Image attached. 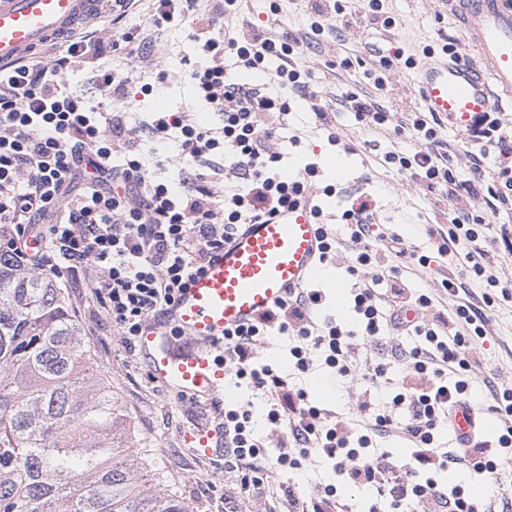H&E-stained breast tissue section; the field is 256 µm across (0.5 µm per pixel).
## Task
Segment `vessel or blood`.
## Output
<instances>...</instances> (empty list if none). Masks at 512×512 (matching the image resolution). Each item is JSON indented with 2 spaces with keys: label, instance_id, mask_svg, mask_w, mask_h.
I'll list each match as a JSON object with an SVG mask.
<instances>
[{
  "label": "vessel or blood",
  "instance_id": "1",
  "mask_svg": "<svg viewBox=\"0 0 512 512\" xmlns=\"http://www.w3.org/2000/svg\"><path fill=\"white\" fill-rule=\"evenodd\" d=\"M98 2L0 0V68L46 35L78 24ZM448 2L478 48L481 64L448 55L429 58L421 69V97L429 111L447 119L449 129L464 134L494 109L485 76L512 96V0ZM321 252L320 226L308 198L262 223L245 225L178 293L163 320L149 322L139 337L152 379L176 396L221 403L227 396L219 354L225 333L251 324L309 284L327 282ZM449 423L465 441L486 427L480 411L462 403L453 408ZM183 440L200 458L224 453V432L217 425L190 428Z\"/></svg>",
  "mask_w": 512,
  "mask_h": 512
}]
</instances>
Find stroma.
Segmentation results:
<instances>
[{"label": "stroma", "mask_w": 512, "mask_h": 512, "mask_svg": "<svg viewBox=\"0 0 512 512\" xmlns=\"http://www.w3.org/2000/svg\"><path fill=\"white\" fill-rule=\"evenodd\" d=\"M387 8L395 20L390 28L366 32L354 26L342 27L336 36L301 48L297 62L309 68L312 90L322 101L332 104L346 94L368 87L365 72L375 66L381 51L415 54L424 45L446 37L455 42L462 60L471 64L478 60V52L465 40L460 22L441 0H387ZM195 34L191 26L174 23L155 33L154 53L160 61L156 67L127 56L122 50L103 55L102 65L129 79L131 85L156 86L153 94L124 102V111L175 112L190 102V64L197 59ZM343 51L359 56L360 64L340 66L338 59ZM161 70L167 74L162 82L157 79ZM291 107L290 125L303 137L301 147L288 152V169L299 171L309 159L322 165L320 176L313 178L312 184L314 192L324 196L326 222L339 225L348 205H364L374 210L380 231L400 235L409 245H423L424 226L434 219L429 193L408 175L385 168L379 161L381 152L409 149L410 140L374 132L358 125L352 114L344 112L336 117L341 143L335 147L316 131L307 100L293 98ZM336 159L341 160V168L328 170L329 161ZM329 184L334 185L336 192L328 197L323 190ZM66 294L70 310L83 328L92 361L117 393L139 450L152 465L156 485L178 495L191 512H288L282 484H294L300 496L309 498L316 495L318 484L335 482L333 470L325 465L301 470L277 467L260 489L241 492L238 467L220 458L196 457L182 445L184 431L215 420L216 411L177 398L154 382L139 352L126 349L120 336L98 326L90 317L92 302L88 289L70 288ZM489 318L490 333L483 340L482 363L498 383L512 384V299L497 300ZM301 384L315 406L351 419L357 407L358 385L342 388L330 371L318 367L303 375ZM227 387L232 400L250 402L253 426L264 441L263 457L274 463L281 434L279 426L270 424L266 417L265 400L247 380L236 375H229Z\"/></svg>", "instance_id": "stroma-1"}]
</instances>
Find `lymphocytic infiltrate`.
Here are the masks:
<instances>
[{"label": "lymphocytic infiltrate", "instance_id": "lymphocytic-infiltrate-1", "mask_svg": "<svg viewBox=\"0 0 512 512\" xmlns=\"http://www.w3.org/2000/svg\"><path fill=\"white\" fill-rule=\"evenodd\" d=\"M304 3L316 38L335 34L340 25L371 30L394 23L385 0H367L360 15L347 13L341 0ZM240 6L241 0H224L215 15L205 16L198 0H154L149 16L156 29L175 21L194 25L201 59L191 77L197 99L213 111L208 125L168 111L147 113L133 124L119 108L88 107L83 95L69 89L67 70L86 69L89 86L109 90L118 104L131 93L128 80L96 66L104 45L89 33L58 35L66 53L53 61L23 57L0 69V224L10 235L9 248L29 268L85 282L99 321L110 324L129 349L213 251L244 225L271 218L309 193L319 174L311 162L299 175L286 176L284 155L273 147L278 140L299 144V136L288 132L290 97L313 96L310 73L296 61L301 41L291 29L275 28L279 0H272L266 22L245 31L227 24ZM454 51L447 40L425 45L418 56H380L366 74L373 95L352 93L341 102L358 124L411 139L409 150L383 154L385 167L426 183L450 202L444 223L426 227L432 254L405 246L397 236L373 244V212L344 210L347 234L341 239L324 229V253L329 260L344 257L355 280L357 329L321 315L323 291L306 288L224 339L225 367L263 391L268 419L286 428L289 448L278 464L296 469L310 459L325 460L339 479L314 498L289 495V512H351L340 493L344 487L375 489L368 512H413L424 501L433 503L434 512H512V501L493 480L499 466L512 460L511 386L483 379L489 410L499 421L494 438L448 448L436 439L448 427L449 409L475 400L477 343L488 333V313L502 285L493 269L502 254L512 253V225L500 227L502 250L484 249V219L474 210L481 200L492 212L512 213V126L494 112L477 119L469 137L479 151L462 180L448 164L439 117L394 112L384 104L391 74L416 69L419 56ZM149 148L169 150L187 164L183 189L150 173L144 161ZM219 182L220 197L214 191ZM461 246L465 277L443 275L436 292L411 286L405 267H429ZM393 256L404 259V266L390 264ZM470 278L484 287L480 302L471 299ZM406 309L416 310L418 319L404 328L399 315ZM403 334L415 337V344L396 346L389 362L359 369L353 357L357 336L380 342ZM274 336L296 339L290 353L297 371H308L315 351L337 381L360 383L355 419L346 423L326 414L305 389L270 366L249 368L257 348ZM393 370L402 377L401 387L385 401L381 389ZM395 433L411 445L401 462L376 444ZM224 445L225 456L247 469L242 489L262 486L268 470L257 462L261 442L246 405H225ZM450 468L485 479L484 494L460 484L442 488L437 475Z\"/></svg>", "mask_w": 512, "mask_h": 512}]
</instances>
